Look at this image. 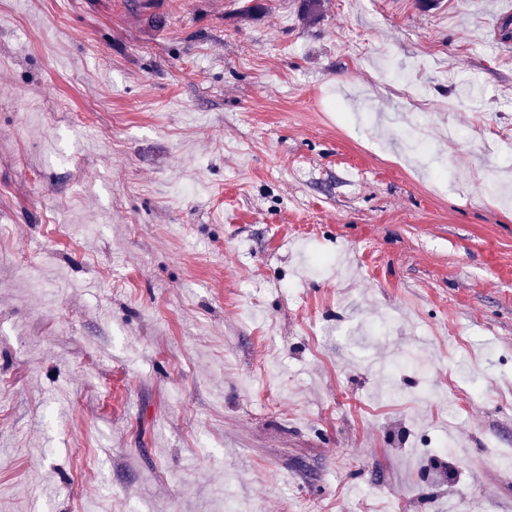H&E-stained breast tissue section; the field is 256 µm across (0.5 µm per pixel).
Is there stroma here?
I'll return each instance as SVG.
<instances>
[{"label":"stroma","mask_w":512,"mask_h":512,"mask_svg":"<svg viewBox=\"0 0 512 512\" xmlns=\"http://www.w3.org/2000/svg\"><path fill=\"white\" fill-rule=\"evenodd\" d=\"M302 9L0 0V512H512V0Z\"/></svg>","instance_id":"stroma-1"}]
</instances>
